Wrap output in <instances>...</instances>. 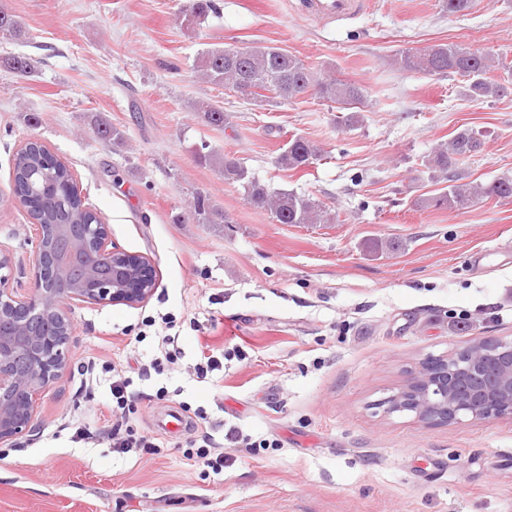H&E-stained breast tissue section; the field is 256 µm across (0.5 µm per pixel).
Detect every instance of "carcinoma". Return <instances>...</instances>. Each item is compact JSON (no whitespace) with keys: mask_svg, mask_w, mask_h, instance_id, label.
I'll list each match as a JSON object with an SVG mask.
<instances>
[{"mask_svg":"<svg viewBox=\"0 0 512 512\" xmlns=\"http://www.w3.org/2000/svg\"><path fill=\"white\" fill-rule=\"evenodd\" d=\"M220 9L217 0H194L191 11L178 17L189 26ZM0 35L16 40L27 38L23 23L5 8H0ZM398 68L427 75H458L463 80L462 95L471 102L500 98L508 87L493 80L488 73L504 67L502 60L489 51H476L457 43L438 44L419 51H407L393 58ZM0 67L21 76L32 72L29 58L20 55L0 57ZM196 72L205 82L229 91L247 80L255 91L248 99L261 105L291 101L312 90L319 98L351 110L363 99L354 84L325 73H316L301 59L280 48L244 44L234 48H214L203 54ZM195 111L205 122L222 127L227 123L224 109L217 104L199 102ZM97 137L120 143L123 131L105 120L95 125ZM481 135L472 128H462L439 144L427 160L428 167L440 173L448 185L437 195L425 198V208L458 211L487 199H512V175L504 173L486 184L462 181L456 173L460 160L483 150ZM321 150L303 137L288 141L278 155L277 164L285 169L303 172L320 160ZM200 164L224 175V180L245 184L247 200L256 209L268 211L280 224H325L333 221L330 213L316 201L293 192L270 188L250 179L247 169L236 159L221 156L208 145L197 152ZM69 169L39 146L22 151L13 159V193L21 201L29 217L39 224H94L98 215L70 186ZM193 209L201 224H226L224 213L214 208L204 193L194 197Z\"/></svg>","mask_w":512,"mask_h":512,"instance_id":"cac0c4a2","label":"carcinoma"}]
</instances>
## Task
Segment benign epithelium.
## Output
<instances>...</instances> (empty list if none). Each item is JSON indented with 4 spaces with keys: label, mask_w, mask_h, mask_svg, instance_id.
<instances>
[{
    "label": "benign epithelium",
    "mask_w": 512,
    "mask_h": 512,
    "mask_svg": "<svg viewBox=\"0 0 512 512\" xmlns=\"http://www.w3.org/2000/svg\"><path fill=\"white\" fill-rule=\"evenodd\" d=\"M32 262L23 292L0 275V447L35 431L40 397L66 369V306L139 307L157 288L152 261L114 246L107 224L87 225L82 237L63 224L36 225ZM386 412L449 426L512 419V340H477L423 360Z\"/></svg>",
    "instance_id": "1"
}]
</instances>
